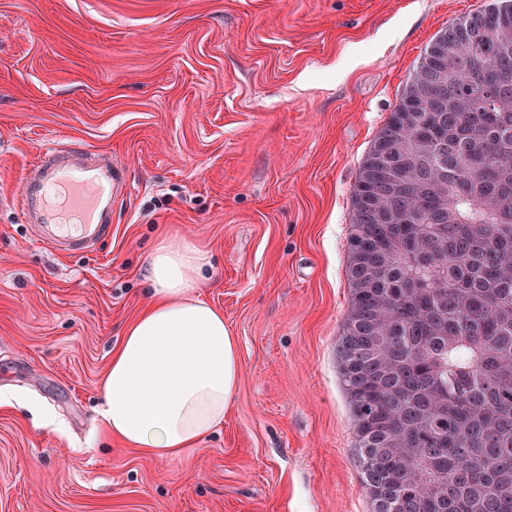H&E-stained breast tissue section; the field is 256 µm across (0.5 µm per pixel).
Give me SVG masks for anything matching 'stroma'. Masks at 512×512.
Returning <instances> with one entry per match:
<instances>
[{
  "label": "stroma",
  "instance_id": "1",
  "mask_svg": "<svg viewBox=\"0 0 512 512\" xmlns=\"http://www.w3.org/2000/svg\"><path fill=\"white\" fill-rule=\"evenodd\" d=\"M488 2L0 0V512H371L336 358L351 191L426 46ZM53 147L125 166L111 235L72 257L20 201ZM166 234L210 256L240 380L156 459L96 407Z\"/></svg>",
  "mask_w": 512,
  "mask_h": 512
}]
</instances>
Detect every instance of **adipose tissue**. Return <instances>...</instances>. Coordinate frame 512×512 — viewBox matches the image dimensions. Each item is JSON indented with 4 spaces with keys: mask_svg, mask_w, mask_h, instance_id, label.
<instances>
[{
    "mask_svg": "<svg viewBox=\"0 0 512 512\" xmlns=\"http://www.w3.org/2000/svg\"><path fill=\"white\" fill-rule=\"evenodd\" d=\"M207 262L184 241L153 249L151 301L125 327L98 385L108 433L151 457L197 447L223 426L238 389L237 338L198 294Z\"/></svg>",
    "mask_w": 512,
    "mask_h": 512,
    "instance_id": "ef3b65f1",
    "label": "adipose tissue"
}]
</instances>
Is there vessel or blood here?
<instances>
[{"instance_id": "b4317fda", "label": "vessel or blood", "mask_w": 512, "mask_h": 512, "mask_svg": "<svg viewBox=\"0 0 512 512\" xmlns=\"http://www.w3.org/2000/svg\"><path fill=\"white\" fill-rule=\"evenodd\" d=\"M125 186L124 168L111 159H72L54 148L24 175L21 199L37 239L72 256L111 234L112 204Z\"/></svg>"}]
</instances>
